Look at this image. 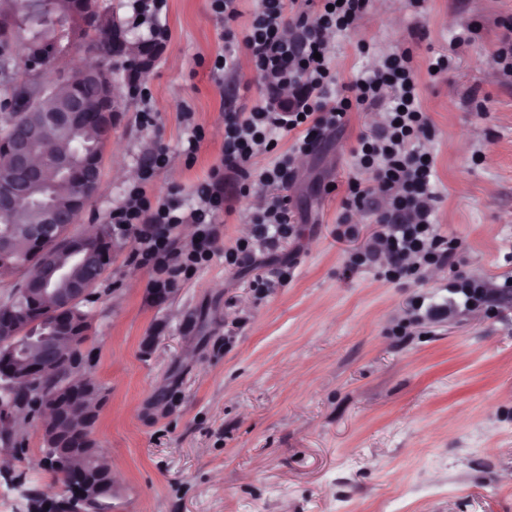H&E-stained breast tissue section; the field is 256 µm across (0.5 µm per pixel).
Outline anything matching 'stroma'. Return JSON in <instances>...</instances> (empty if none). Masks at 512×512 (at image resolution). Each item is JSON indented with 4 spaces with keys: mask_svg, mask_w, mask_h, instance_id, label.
<instances>
[{
    "mask_svg": "<svg viewBox=\"0 0 512 512\" xmlns=\"http://www.w3.org/2000/svg\"><path fill=\"white\" fill-rule=\"evenodd\" d=\"M512 0H374L355 32L331 55L342 79L397 46L412 48L418 72L431 51L453 57L447 82H421L423 108L437 128L431 147L442 196L437 218L461 239L465 272L512 274V77L494 68V34ZM170 39L143 81L158 114L155 129L123 96L101 159V188L79 229L107 218L126 183L162 140L175 160L154 191L176 186L189 198L221 155L224 111L252 68L213 80L222 44L208 0H167ZM478 25L473 42L457 33ZM367 41L369 53L357 44ZM191 107L206 139L192 166L179 156ZM486 119H478L479 106ZM379 116L351 113L344 130L298 163L289 187L301 236L276 257H295L292 280L258 294L271 267L228 269L215 257L164 299L132 260V243H112V261L83 303L85 344L105 391L94 436L116 487L109 512H512V298L495 313L457 316L389 331L414 295L448 281L395 285L346 266L373 230L337 238L349 151ZM338 191L326 193L329 183ZM0 469V512H28L32 496L61 495L41 456L40 422L23 424Z\"/></svg>",
    "mask_w": 512,
    "mask_h": 512,
    "instance_id": "stroma-1",
    "label": "stroma"
}]
</instances>
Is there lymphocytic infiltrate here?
<instances>
[{"instance_id": "obj_1", "label": "lymphocytic infiltrate", "mask_w": 512, "mask_h": 512, "mask_svg": "<svg viewBox=\"0 0 512 512\" xmlns=\"http://www.w3.org/2000/svg\"><path fill=\"white\" fill-rule=\"evenodd\" d=\"M237 0H210L222 50L213 59L215 78L236 72L248 59L260 90L242 84V106L224 113V147L218 164L193 189L190 203L178 190L154 192L158 171L172 157L157 143L136 172L109 222L132 240L134 261L150 274L148 287L164 295L207 266L216 252L239 268L278 251L296 231L297 214L286 193L295 161L317 152L329 133L344 129L350 113L376 109L378 124L360 133L349 154L355 172L341 199L339 234L355 236V214L371 216L368 243L349 253L350 269L371 270L392 284L421 280L432 268L452 273L447 300H416L411 322H438L482 310L492 299L512 296V277L493 282L459 269L462 242L444 235L437 219L436 128L421 102L410 49L398 47L349 80H341L327 49L329 38L347 36L369 13L372 0H256L247 27L237 28ZM286 151H279L282 138ZM266 164H259V157ZM254 197L246 217L251 234L217 249L219 224L235 201ZM184 224L196 225L188 240Z\"/></svg>"}]
</instances>
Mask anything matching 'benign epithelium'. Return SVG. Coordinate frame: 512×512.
Returning <instances> with one entry per match:
<instances>
[{
    "label": "benign epithelium",
    "mask_w": 512,
    "mask_h": 512,
    "mask_svg": "<svg viewBox=\"0 0 512 512\" xmlns=\"http://www.w3.org/2000/svg\"><path fill=\"white\" fill-rule=\"evenodd\" d=\"M95 78L105 89V93L95 108H89L79 97L69 98L64 109L45 114L44 123L62 129L75 130L95 117H105L104 140H112V126L119 112V97L113 84L110 71L98 67L77 70L67 79L70 87L77 85V80ZM40 140V131L34 126H18L11 132L6 145L8 158L16 173L17 180L7 193H0V212L16 207L30 200L32 191L45 183V171L36 161L34 145ZM55 171L62 177H72L78 185L79 192L67 211L52 207L42 210V220L30 227L31 238L41 245L38 263L42 268L41 278L26 284L24 295L14 302L0 306V337L11 342L6 347L0 346V377L9 382L10 387L25 386L39 390L41 412L47 416L42 432L45 435L46 448L42 459L58 470L71 468L72 458L87 451L84 446H70L67 436L61 431V425L69 419L70 406L75 401L85 404L81 423L84 429L78 431L84 439H89L88 432L95 427L97 407L103 402V389L86 378L85 374L70 373L67 380L52 389L41 390L39 386L44 377L62 360L63 341H78L88 334L89 316L82 309V302L90 295L95 285L93 279L75 278V270L92 265L105 268L112 250V234L106 229L102 233L103 245L92 248L84 236H70L66 241L69 262L58 261L55 246L60 236L61 225L76 224L83 210L85 198L94 196L100 188L99 163L97 155H89L80 162L69 155L55 158ZM55 296L56 313L61 315L59 328L49 327L41 336H28L26 340L37 348V357L26 362L17 358L18 345L14 340L20 338V328L32 326V320L41 312L42 299ZM112 470L105 472H83L77 475L73 484L66 491L75 504L73 512H84L82 508L85 488L94 486L98 489L115 487Z\"/></svg>",
    "instance_id": "benign-epithelium-1"
}]
</instances>
